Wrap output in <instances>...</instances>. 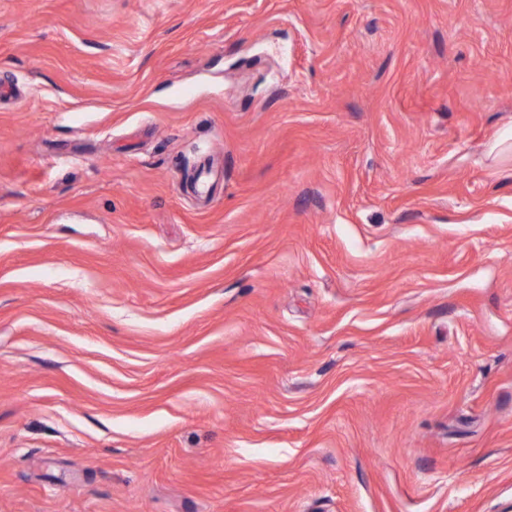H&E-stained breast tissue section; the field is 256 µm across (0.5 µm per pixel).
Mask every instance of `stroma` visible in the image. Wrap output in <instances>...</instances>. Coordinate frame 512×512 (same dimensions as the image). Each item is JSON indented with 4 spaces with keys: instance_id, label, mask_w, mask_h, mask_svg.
I'll use <instances>...</instances> for the list:
<instances>
[{
    "instance_id": "35a3bbf8",
    "label": "stroma",
    "mask_w": 512,
    "mask_h": 512,
    "mask_svg": "<svg viewBox=\"0 0 512 512\" xmlns=\"http://www.w3.org/2000/svg\"><path fill=\"white\" fill-rule=\"evenodd\" d=\"M8 81L0 512H512V0H0Z\"/></svg>"
}]
</instances>
